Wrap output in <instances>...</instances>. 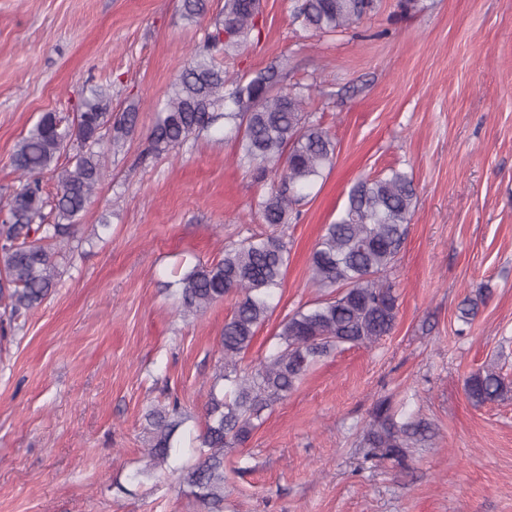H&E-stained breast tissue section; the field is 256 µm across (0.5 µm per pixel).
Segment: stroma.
<instances>
[{
    "label": "stroma",
    "instance_id": "1",
    "mask_svg": "<svg viewBox=\"0 0 512 512\" xmlns=\"http://www.w3.org/2000/svg\"><path fill=\"white\" fill-rule=\"evenodd\" d=\"M296 0H260V41L221 57L252 74L281 57L313 86L312 120L337 141L297 221L263 224L270 181L238 161L223 124L148 154L170 84L224 0L190 22L180 0H0V221L26 183L10 164L42 114L72 121L83 89L136 105L120 152L58 248L59 285L0 337V512H201L167 472L141 476L146 414L179 401L171 466L191 462L219 339L237 294L183 312L169 282L225 244L275 234L290 249L276 307L239 363L256 364L281 321L322 298L308 259L358 179L396 167L417 202L391 273L399 313L375 344L322 358L241 447L224 452V512H512V395L468 399L495 366L512 380V0H378L354 28L292 21ZM479 303L462 321L465 299ZM424 421L404 465L360 446L375 406Z\"/></svg>",
    "mask_w": 512,
    "mask_h": 512
}]
</instances>
